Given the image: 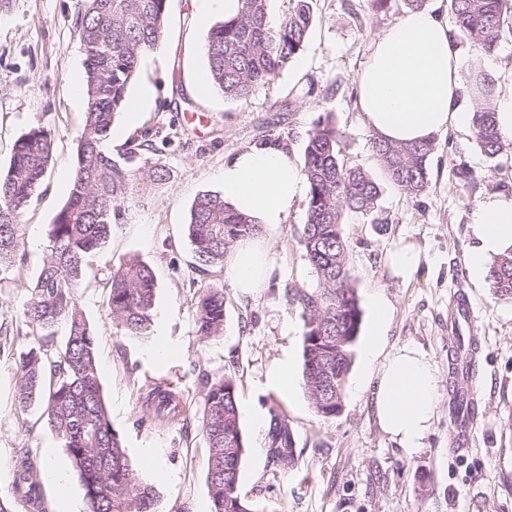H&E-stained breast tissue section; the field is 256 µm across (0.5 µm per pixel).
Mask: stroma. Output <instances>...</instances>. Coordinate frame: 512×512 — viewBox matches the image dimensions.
<instances>
[{"instance_id":"35a3bbf8","label":"stroma","mask_w":512,"mask_h":512,"mask_svg":"<svg viewBox=\"0 0 512 512\" xmlns=\"http://www.w3.org/2000/svg\"><path fill=\"white\" fill-rule=\"evenodd\" d=\"M86 0H0V172H6L15 141L34 126L49 129L52 161L37 195L22 217L24 261L0 281V324L16 328L11 352L0 353V496L14 512H30L13 498L16 466L29 457L52 512L60 496L44 476L54 464L69 481L77 505L84 489L72 462L38 408L20 411L15 401L19 357L34 346L19 333L20 315L47 253L48 226L65 204L87 108L75 95L83 83L85 55L76 26ZM315 22L303 48L271 83L247 99L224 97L207 76L204 45L223 13L200 21L193 0H168L160 45L144 56L128 95L143 86L154 91L152 106L136 121L119 115L109 146L135 178L122 215L106 246L86 259L87 281L79 304L97 336L100 383L113 428L124 440L139 481L152 485L158 512H211L206 484L207 448L202 428L205 377L237 381L240 425L246 441L241 491L276 512H512V301L497 298L488 282H475L467 259L476 240L471 212L493 193L512 195V148L488 158L471 126L437 137L429 165V186L417 196L388 180L371 150V133L357 105L356 75L372 41L409 15L406 0H312ZM329 119L345 134L346 165L368 171L382 194L371 215L349 216L345 233L349 261L363 318L360 339L373 326L374 299H384L391 315L386 347H418L437 369V413L425 444L409 455L384 434L376 420L373 371L354 355L343 409L324 419L315 413L303 386L294 380L292 398L266 383L283 359L302 365V320L288 303L289 286L312 288V272L298 238L303 230L306 193H299L282 225L267 227L274 273L254 297H240L223 268L197 269L186 224L194 199L223 193L224 165L257 144L286 148L302 164L307 133ZM148 136L152 147L140 150ZM163 166L168 181L157 187L143 179L145 167ZM476 182L464 184L462 170ZM401 244L421 249L420 267L395 275L386 254ZM134 256L156 277L150 333L120 335L112 324L102 283L113 263ZM209 288L224 291V328L199 340L196 306ZM467 298L477 330L475 414L463 446L448 439L455 428L448 412L451 362L462 338L449 327L458 297ZM167 350L153 352L155 340ZM172 384L181 416L162 421L149 409L147 392ZM285 416L294 436V462L269 453L268 430L255 416ZM152 449L155 468L144 466ZM173 474L160 480L157 469Z\"/></svg>"}]
</instances>
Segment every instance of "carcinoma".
<instances>
[{
	"instance_id": "obj_1",
	"label": "carcinoma",
	"mask_w": 512,
	"mask_h": 512,
	"mask_svg": "<svg viewBox=\"0 0 512 512\" xmlns=\"http://www.w3.org/2000/svg\"><path fill=\"white\" fill-rule=\"evenodd\" d=\"M448 2L458 30L480 54H492L512 0ZM267 3L241 0L237 15L214 26L207 37L212 82L227 98L245 99L274 81L305 44L314 22L308 0H295L293 11L277 28L268 21ZM166 18L167 0H87L76 28L86 56L87 112L77 138L69 196L49 225L47 254L22 312L34 337L53 335L61 322L67 327L65 342L56 352L40 347L23 355L16 402L23 411L34 406L41 411L71 458L84 487L86 512H156L154 488L137 480L123 439L112 428L99 381L96 336L79 306L78 289L86 274V256L108 242L130 190L132 172L113 159L106 142L143 56L162 40ZM469 80L475 141L494 159L503 150L494 112L495 79L473 68ZM343 140L344 132L331 120L307 134L301 172L309 191L299 244L317 286L286 290L303 321L304 387L316 414L324 419L343 403L362 320L348 260L346 216L369 215L381 194L367 172L346 166ZM371 148L393 185L414 196L426 190L433 142L393 144L374 137ZM52 153L51 132L33 127L15 142L8 169L0 174V281L23 260L21 215L37 194ZM187 231L199 265L222 267L236 243L259 234L261 225L236 211L224 196L204 193L191 205ZM487 278L496 295L512 300V250L493 261ZM104 288L116 328L126 336L147 335L155 299L151 267L127 257L112 266ZM196 324L202 340L222 331L224 289L211 288L199 298ZM148 399L159 418L182 414L170 389L157 386ZM202 424L211 512H271L240 493L246 446L233 377L206 380ZM269 448L274 458L293 462L294 439L278 413L271 417ZM16 493L34 512H49L26 456L19 461Z\"/></svg>"
}]
</instances>
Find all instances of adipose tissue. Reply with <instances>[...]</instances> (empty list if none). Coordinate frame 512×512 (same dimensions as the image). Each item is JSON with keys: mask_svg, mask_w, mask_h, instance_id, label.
I'll return each mask as SVG.
<instances>
[{"mask_svg": "<svg viewBox=\"0 0 512 512\" xmlns=\"http://www.w3.org/2000/svg\"><path fill=\"white\" fill-rule=\"evenodd\" d=\"M455 54L447 23L422 10L375 38L357 74L359 109L371 134L393 143H412L465 125L470 115L458 96L460 79L452 63ZM301 182L302 174L284 148L255 145L225 165L224 199L263 226H278ZM471 223L477 245L468 269L472 278L479 279L488 256L512 249V196L488 197L473 210ZM268 251L269 244L261 236L236 244L226 274L241 294H254L271 278ZM374 312L363 357L380 364L373 393L377 422L411 455L423 448L436 415V371L411 346L383 354L390 314L386 301L375 300Z\"/></svg>", "mask_w": 512, "mask_h": 512, "instance_id": "ef3b65f1", "label": "adipose tissue"}]
</instances>
